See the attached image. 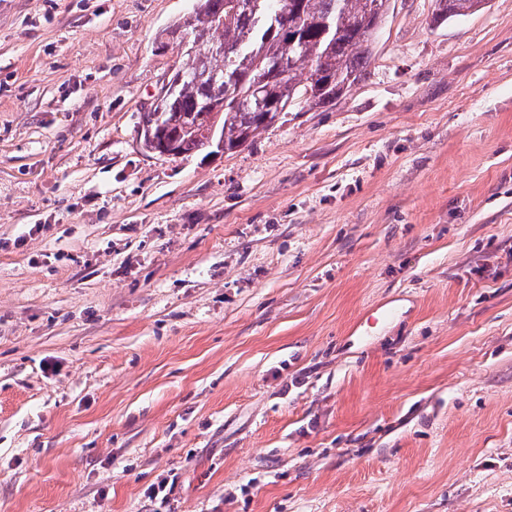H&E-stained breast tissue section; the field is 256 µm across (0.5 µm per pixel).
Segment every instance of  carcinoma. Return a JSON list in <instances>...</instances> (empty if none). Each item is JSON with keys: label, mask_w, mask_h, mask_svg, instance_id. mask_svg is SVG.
Returning a JSON list of instances; mask_svg holds the SVG:
<instances>
[{"label": "carcinoma", "mask_w": 512, "mask_h": 512, "mask_svg": "<svg viewBox=\"0 0 512 512\" xmlns=\"http://www.w3.org/2000/svg\"><path fill=\"white\" fill-rule=\"evenodd\" d=\"M485 0H435L431 23L479 11ZM389 0H197L163 31L190 35L187 61L139 126L143 147L184 156L224 140V152L245 146L288 112L336 104L365 78L372 43ZM224 52H213L214 43ZM208 51H194L197 45Z\"/></svg>", "instance_id": "obj_1"}]
</instances>
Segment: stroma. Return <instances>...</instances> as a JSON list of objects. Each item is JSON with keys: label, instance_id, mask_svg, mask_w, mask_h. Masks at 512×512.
<instances>
[{"label": "stroma", "instance_id": "obj_1", "mask_svg": "<svg viewBox=\"0 0 512 512\" xmlns=\"http://www.w3.org/2000/svg\"><path fill=\"white\" fill-rule=\"evenodd\" d=\"M192 7L0 0V512H512V0L162 157Z\"/></svg>", "mask_w": 512, "mask_h": 512}]
</instances>
